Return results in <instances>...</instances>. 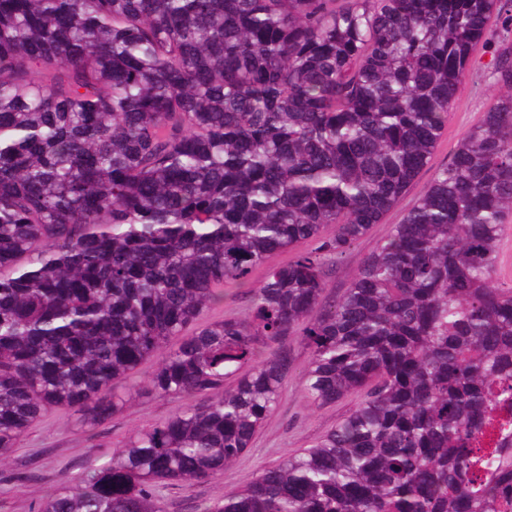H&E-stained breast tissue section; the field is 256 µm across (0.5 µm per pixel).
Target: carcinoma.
<instances>
[{
    "instance_id": "cac0c4a2",
    "label": "carcinoma",
    "mask_w": 512,
    "mask_h": 512,
    "mask_svg": "<svg viewBox=\"0 0 512 512\" xmlns=\"http://www.w3.org/2000/svg\"><path fill=\"white\" fill-rule=\"evenodd\" d=\"M504 10L0 0V467L49 406L111 416L151 358L127 397L191 399L34 512H166L160 485L204 482L251 446L301 348L312 405L360 400L199 512H512V283L495 278L511 38L490 68L509 92L325 296L427 165ZM287 249L247 318L201 322L225 284Z\"/></svg>"
}]
</instances>
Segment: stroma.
I'll list each match as a JSON object with an SVG mask.
<instances>
[{"label": "stroma", "mask_w": 512, "mask_h": 512, "mask_svg": "<svg viewBox=\"0 0 512 512\" xmlns=\"http://www.w3.org/2000/svg\"><path fill=\"white\" fill-rule=\"evenodd\" d=\"M506 25L505 17L492 19V38L477 47L459 85L448 124L428 164L382 223L374 225L347 251L338 275L327 285V295L340 294L347 288L363 259L426 193L436 172L451 161L464 133L480 121L500 94V87L493 85L488 71L498 45L496 37ZM293 257L290 250L277 252L253 270L248 282L224 287L220 299L204 312V321L246 317L252 287L264 279L269 268L286 264ZM306 364V353H299L282 387L276 411L259 430L251 448L223 474L191 488L169 484L162 489L167 512H194L199 503L223 500L225 492L243 488L264 468L311 448L354 407L357 398L353 395L321 408L311 405L300 383ZM184 404L181 398L143 396L95 425L85 423L69 408H48L11 448L5 464L0 466V512H33L40 501L61 490L66 477L80 473L90 457L107 456L113 449L122 447L134 432L169 416Z\"/></svg>", "instance_id": "obj_1"}]
</instances>
